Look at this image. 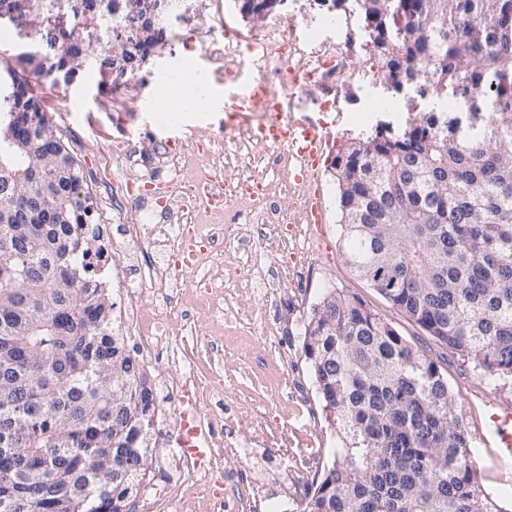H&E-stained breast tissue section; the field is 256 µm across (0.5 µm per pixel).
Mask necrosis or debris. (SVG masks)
<instances>
[{"label": "necrosis or debris", "mask_w": 512, "mask_h": 512, "mask_svg": "<svg viewBox=\"0 0 512 512\" xmlns=\"http://www.w3.org/2000/svg\"><path fill=\"white\" fill-rule=\"evenodd\" d=\"M302 24L300 16L291 15L253 31L247 40H227L223 47L225 78H232L239 59L245 55L260 72L289 77L292 97L301 98L308 85L317 83L324 90L325 106H333L359 70L353 61L340 58L337 51L312 40L298 41L296 31ZM281 96L274 85H267L263 112L257 113L255 124L240 126L234 135L232 148L243 167H250L253 159L256 124L266 122ZM217 180V175H205L200 180V189L175 197L182 223L126 225L128 243L136 245L149 240L152 258L137 263V280H130L124 272L112 277L124 298L119 326L133 338L139 366H153L162 354L167 357L169 372L161 382L162 402L157 407L152 433L156 446L172 442L179 447L174 458V478L192 491L190 497L183 499L181 512H195V501L200 497L209 500L210 512H223L229 500L246 512L264 486L260 468L247 466L233 477L227 476L223 468L225 456H248L266 447L262 424H255L249 435L231 442L218 437L212 422L201 417L202 408L211 405L216 393L206 379L202 355L189 346L183 329L161 315L150 317L144 313L143 299L148 296L157 306L172 310L184 302H193L213 322H223L224 255L215 243L236 235L237 229L232 224L205 227L192 221L207 204L202 188ZM272 190V181L246 175L224 185L222 193L225 203L242 204L241 215L246 223L272 227L284 221L269 204ZM203 266L208 273L201 277L197 271ZM190 434L198 444L209 448L205 459H196L184 451L185 439Z\"/></svg>", "instance_id": "1"}]
</instances>
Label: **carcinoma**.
<instances>
[{
  "label": "carcinoma",
  "mask_w": 512,
  "mask_h": 512,
  "mask_svg": "<svg viewBox=\"0 0 512 512\" xmlns=\"http://www.w3.org/2000/svg\"><path fill=\"white\" fill-rule=\"evenodd\" d=\"M119 0H72L82 31L52 35L64 76L96 28L98 72L114 79L146 61L166 35L128 49L135 24ZM340 0L370 19L368 40L394 90L459 86L458 111L473 100L512 101V41L502 20L512 0ZM423 16L444 38L414 26ZM13 109L23 122L46 119L27 80L11 74ZM437 112L415 125L375 134L336 155L346 258L392 306L463 361L494 380H512V136L458 135ZM490 128L512 126V110L483 113ZM0 163L18 174L30 158L0 137ZM447 172L439 190L430 172ZM82 177L55 172L43 186L20 187L17 225L32 269L13 284L0 259V502L13 512H128L148 467L102 448H138L155 401L111 326L113 303L86 259L101 252ZM360 223H354L357 214ZM304 352L341 446L303 512H503L481 488L470 436L437 365L360 301L334 290L304 325ZM28 436L16 452L11 433Z\"/></svg>",
  "instance_id": "1"
}]
</instances>
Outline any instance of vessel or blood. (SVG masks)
I'll return each instance as SVG.
<instances>
[{"label": "vessel or blood", "mask_w": 512, "mask_h": 512, "mask_svg": "<svg viewBox=\"0 0 512 512\" xmlns=\"http://www.w3.org/2000/svg\"><path fill=\"white\" fill-rule=\"evenodd\" d=\"M259 84L258 78L247 77L239 93L234 94L237 117H246L248 113L257 110L261 103L256 93ZM264 130L275 140L279 139L280 135H287L290 148L296 149L308 161L306 168L301 172L302 178H314L316 160L322 156L328 140L321 123L308 117H296L292 102L285 99L282 100L279 111L271 113ZM491 421L498 447L503 453L512 455V411L494 413Z\"/></svg>", "instance_id": "vessel-or-blood-1"}]
</instances>
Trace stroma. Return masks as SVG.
Returning a JSON list of instances; mask_svg holds the SVG:
<instances>
[{
	"label": "stroma",
	"mask_w": 512,
	"mask_h": 512,
	"mask_svg": "<svg viewBox=\"0 0 512 512\" xmlns=\"http://www.w3.org/2000/svg\"><path fill=\"white\" fill-rule=\"evenodd\" d=\"M293 14L304 18L299 38L340 46L350 57L365 60L370 75L347 85L334 108L321 109L322 90L315 85L297 106L299 115L324 124L330 142L317 172L325 222L315 227L308 252L296 263L295 275L286 282L278 279L279 256L269 229L245 224L239 238L225 242L224 261L234 264L247 250L263 257L268 292L256 296L247 307V324L228 323L219 331L194 307L186 309L191 342L209 354L207 369L212 379L224 382L225 416L234 431L249 432L252 421L261 419L271 441L285 438L290 443L287 455L262 462L265 496L251 512H303L304 499L284 494L281 469L287 465L298 468L313 488L332 466L339 438L326 417L304 354L302 326L314 306L334 288L363 301L439 365L467 424L478 480L504 512H512V456L501 454L489 435L491 414L512 409V385L479 376L454 349L426 335L410 316L360 279L346 259L334 157L347 140L370 135L382 121L404 125L416 112L426 111L427 103L418 101L412 109L402 95L385 90L377 77L380 65L366 46L357 16L332 7L330 0H288L267 18L272 21ZM256 27V22L243 17L241 0H203L195 15L180 25L179 35H168L140 65L122 94H114L111 77L94 71L80 74L68 85L31 79L33 94L79 166L94 223L107 227L112 268H123L128 262L130 247L123 239V227L139 212H148L153 224L174 220L162 203L166 172L153 164L167 140H181L188 151L185 181H197L206 172L205 161L191 152L200 143L215 142L224 149L222 179L238 177V164L229 152L236 120L224 104L228 89L224 59L205 46L223 42L229 35H248ZM199 74L208 81L209 110L164 113L161 103L167 91L188 94L193 76ZM116 141L125 143L129 157L113 155ZM270 324L277 328L274 344L262 336Z\"/></svg>",
	"instance_id": "35a3bbf8"
}]
</instances>
